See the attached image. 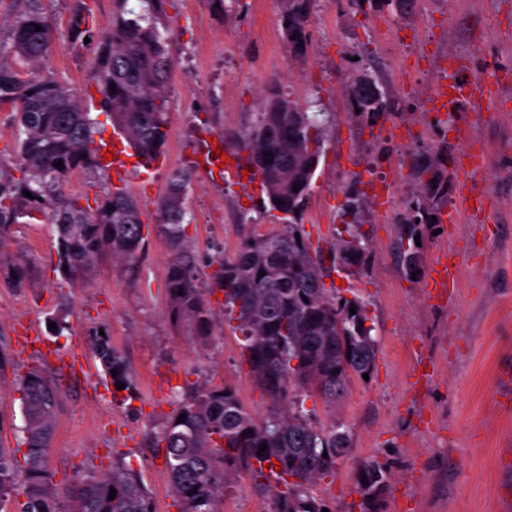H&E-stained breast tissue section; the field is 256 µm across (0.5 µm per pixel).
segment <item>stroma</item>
I'll return each mask as SVG.
<instances>
[{"instance_id":"35a3bbf8","label":"stroma","mask_w":512,"mask_h":512,"mask_svg":"<svg viewBox=\"0 0 512 512\" xmlns=\"http://www.w3.org/2000/svg\"><path fill=\"white\" fill-rule=\"evenodd\" d=\"M72 0H41L51 37L37 65L17 62L76 89L94 122L93 138L115 135L90 79L95 46L72 40ZM162 34L174 65L163 155L153 178L130 176L126 188L150 226L134 276L112 260L91 285L56 267L57 230L46 220L15 225L4 256L35 260L31 287L0 284V344L10 360L0 372V445L25 453L20 378L30 368L54 375L51 358L19 353V325L31 323L61 355L79 354L89 371L64 384L48 467L71 484L101 475L116 459L142 478L156 512H178L163 451L147 434L162 429L195 385L233 387L264 416L271 398L240 360L238 339L224 322V294L212 285V256L233 255L245 237L280 229V212L264 207L259 181L215 173L199 160L216 141L232 146L262 112L270 87L311 111H322L323 147L310 198L299 216L321 258L325 287L364 305L378 341L368 379H352L329 407L304 398L312 422L344 423L352 458L313 491L336 512H361L357 460L373 458L391 472L382 512H512V0H412L406 10L359 9L352 0H314L303 56L282 33L285 0H168ZM373 76L396 111L354 112L348 84ZM488 89L482 105L428 109L448 79ZM444 157L448 192L437 225L421 227L420 269L408 278L397 253L398 226L426 203L421 159ZM192 173L184 226L197 251L200 283L216 315L207 341L168 317V244L156 231V203L175 172ZM103 170H78L64 184L80 205L111 190ZM360 199L348 212L349 192ZM357 225L370 246L362 269L342 270L334 245ZM452 269L451 291L433 284ZM103 330L136 386L127 399L106 375L91 345ZM220 512H272L273 496L239 475L218 493Z\"/></svg>"}]
</instances>
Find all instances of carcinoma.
I'll return each mask as SVG.
<instances>
[{
    "instance_id": "obj_1",
    "label": "carcinoma",
    "mask_w": 512,
    "mask_h": 512,
    "mask_svg": "<svg viewBox=\"0 0 512 512\" xmlns=\"http://www.w3.org/2000/svg\"><path fill=\"white\" fill-rule=\"evenodd\" d=\"M10 2L14 12L7 53L27 63L38 62L49 45V26L38 0ZM129 0H113L112 26L97 37L87 27L90 10L84 0H73L70 33L73 40L97 39L91 78L101 95L100 108L139 158L148 165L163 153L167 140L169 94L167 82L173 59L158 23L165 0H140V11ZM357 7L379 10L388 5L403 10L409 0H354ZM284 36L293 53L304 52L306 38L296 39L293 18ZM41 30H35V27ZM0 51V105L9 104L18 125L19 162L0 157V245L13 227L34 213L49 214L57 227V266L70 280H82L106 253L123 263L122 272L134 273L145 245L141 209L136 198L115 188L98 199L95 209L81 206L62 189L77 168L98 169L92 148V121L72 90L38 71L22 80ZM116 88H110V85ZM321 124L306 112L259 113L257 121L236 141L273 210H303L313 175L306 162L321 155ZM59 162L63 169L54 163ZM191 173L181 171L159 200V232L169 244L166 292L172 318L205 339L213 332L215 315L199 284L197 255L182 225L183 195ZM299 187L293 191V187ZM31 197L23 195V191ZM283 203H277V200ZM435 203L422 208L419 222L400 226L402 238L415 241L420 225L431 223ZM336 242V262L342 269L362 268L369 248L364 237L347 231ZM216 285L224 292V315L235 320L241 361L258 385L281 409L261 417L246 408L234 388L200 385L192 390L154 438L164 448L169 482L179 512H218L217 496L227 476L243 470L253 481H282L285 490L274 501L273 512H334L313 493L318 479L336 471L350 456V431L334 422L319 426L292 408L300 394H318L334 404L347 393L352 378L371 373L378 343L365 327L363 305L344 303L326 294L321 265L300 224L243 240L234 256H217ZM407 275L418 272L420 255L413 244L402 251ZM30 261L19 255L0 260V278L11 288L26 287ZM264 275H259V271ZM356 314H350V309ZM95 350L106 372L116 371L112 383L133 388L121 354L108 338H94ZM55 380L37 368L22 379L25 419V501L19 512H154L147 489L130 466L112 462V471L89 476L70 487L54 483L47 458L59 401ZM185 420L177 422L180 414ZM249 434H244V431ZM267 450L260 451V446ZM15 451L0 445V502L16 490ZM367 477L368 484L361 483ZM389 472L375 459L362 461L356 486L363 512H380L381 495ZM114 499H108L110 489Z\"/></svg>"
}]
</instances>
